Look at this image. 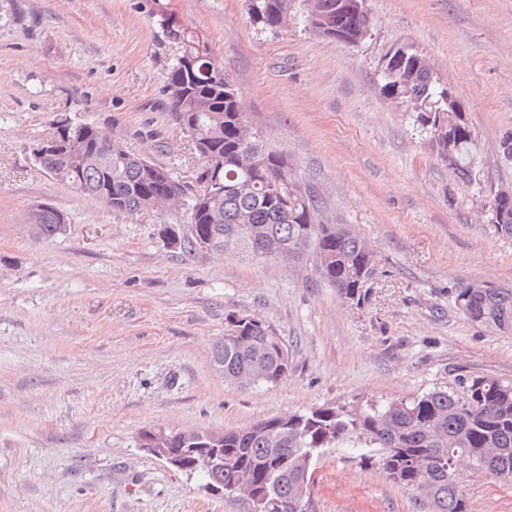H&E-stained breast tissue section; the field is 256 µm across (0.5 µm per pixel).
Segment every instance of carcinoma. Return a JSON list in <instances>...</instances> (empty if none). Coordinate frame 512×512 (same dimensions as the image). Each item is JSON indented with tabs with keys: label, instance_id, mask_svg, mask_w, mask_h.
<instances>
[{
	"label": "carcinoma",
	"instance_id": "cac0c4a2",
	"mask_svg": "<svg viewBox=\"0 0 512 512\" xmlns=\"http://www.w3.org/2000/svg\"><path fill=\"white\" fill-rule=\"evenodd\" d=\"M250 21L276 33L293 17L325 38L357 46L369 35L371 20L363 0H244ZM164 42L175 46L166 87L184 82L185 93L170 99V112L199 161L193 180L182 182L172 168L112 145V136L84 123L87 147L100 154L95 167L57 156L40 161L57 180L82 196H112V211L135 214L150 197L179 202L190 210L192 238L181 245L196 252L193 240L207 238L217 252L267 259L291 247L294 260L311 253L320 278L339 297L362 296L378 272L374 249L349 224L322 219L323 201L295 177L288 156L249 128L237 89L208 43L196 31L159 7ZM195 63L188 69L187 54ZM380 92L416 112L414 123L430 152L465 183L473 179L474 133L455 118L448 87L429 60L413 46L391 47L380 61ZM495 231L512 238V195L494 192ZM64 213L47 206L34 224L47 238L66 231ZM455 303L472 323L512 329V288L468 284ZM224 380L239 386L273 384L288 371V349L264 321L242 323L229 315V328L213 351ZM170 447L189 449L190 471L208 483L224 485V495L245 496L251 512H315L314 464L328 449L347 444L360 458L378 465L388 480L421 499L423 512H468L460 465L512 481V383L487 377L437 387L410 400L351 407L318 408L263 417L239 429L224 430V464L209 466L207 440L187 441L171 432Z\"/></svg>",
	"mask_w": 512,
	"mask_h": 512
}]
</instances>
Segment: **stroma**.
<instances>
[{"instance_id":"stroma-1","label":"stroma","mask_w":512,"mask_h":512,"mask_svg":"<svg viewBox=\"0 0 512 512\" xmlns=\"http://www.w3.org/2000/svg\"><path fill=\"white\" fill-rule=\"evenodd\" d=\"M205 36L248 122L354 225L379 274L355 303L313 256L277 263L172 248L171 206L134 215L74 192L31 148L61 121L105 128L191 180L194 163L164 91L171 49L158 6ZM356 47L291 20L256 29L244 0H0V512H250L206 489L202 473L144 452L147 428L221 432L261 417L411 399L458 376L512 383V331L467 321L454 292L512 287V238L485 208L512 190V0H366ZM408 43L465 106L476 178L432 156L379 91L380 57ZM67 230L44 238L33 209ZM270 324L290 368L240 388L213 363L227 314ZM470 512H512V482L468 469ZM317 512H420L413 492L345 448L316 463Z\"/></svg>"}]
</instances>
